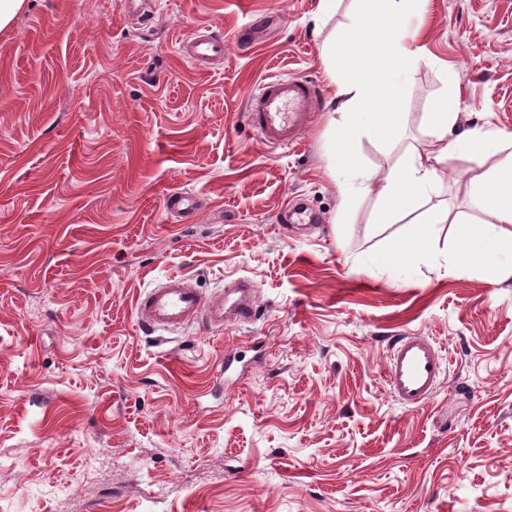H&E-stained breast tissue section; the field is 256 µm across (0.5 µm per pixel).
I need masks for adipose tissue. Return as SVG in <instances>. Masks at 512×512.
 <instances>
[{
  "label": "adipose tissue",
  "instance_id": "obj_1",
  "mask_svg": "<svg viewBox=\"0 0 512 512\" xmlns=\"http://www.w3.org/2000/svg\"><path fill=\"white\" fill-rule=\"evenodd\" d=\"M415 0H363L352 13L337 46L328 47L324 62L336 87L339 102L336 119L330 120L332 157L346 175V192L377 185L379 205L375 220L389 224L407 220L410 233L405 251L430 254L419 209L431 201L449 154H478L497 158L490 171L474 176L469 196L475 210L490 213L494 227L472 233L469 224L457 220L454 227V255L466 259L470 270L500 281L512 280V233L499 227L512 224V133L498 130L460 129V103L449 93L438 99L426 114L433 138L431 148L422 152L408 149L399 165L373 183L356 160L351 143L364 129L392 136L400 114L397 81L400 73L421 56L415 41L404 40L400 30L403 17Z\"/></svg>",
  "mask_w": 512,
  "mask_h": 512
}]
</instances>
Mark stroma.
<instances>
[{"label":"stroma","instance_id":"35a3bbf8","mask_svg":"<svg viewBox=\"0 0 512 512\" xmlns=\"http://www.w3.org/2000/svg\"><path fill=\"white\" fill-rule=\"evenodd\" d=\"M356 4L25 0L0 29V512H512V280L456 264L437 222L430 255L380 272L408 226L330 167L321 53ZM404 27L423 58L397 132L353 143L378 178L429 150L448 74L462 128L512 132V0H424ZM199 33L223 61L183 57ZM275 74L319 89L294 148L245 121ZM493 165L449 155L439 185L478 230ZM292 200L320 223L282 224ZM172 275L210 300L250 279L254 321L144 330L137 297ZM402 333L451 361L417 409L383 377Z\"/></svg>","mask_w":512,"mask_h":512}]
</instances>
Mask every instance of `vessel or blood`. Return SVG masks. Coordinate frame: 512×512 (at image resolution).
<instances>
[{
    "instance_id": "1",
    "label": "vessel or blood",
    "mask_w": 512,
    "mask_h": 512,
    "mask_svg": "<svg viewBox=\"0 0 512 512\" xmlns=\"http://www.w3.org/2000/svg\"><path fill=\"white\" fill-rule=\"evenodd\" d=\"M183 55L196 63L220 59L224 42L201 34L184 45ZM314 96L310 81L268 78L249 95L246 117L267 146L292 147L311 124ZM252 291L251 281L240 278L226 287L220 298L209 301L187 278L171 276L138 297L135 315L141 325L154 330L170 331L199 321L220 327L228 317L245 324L252 322L257 313ZM444 360L442 348L432 338L396 336L389 346L384 370L389 394L406 408L423 406L441 383Z\"/></svg>"
}]
</instances>
